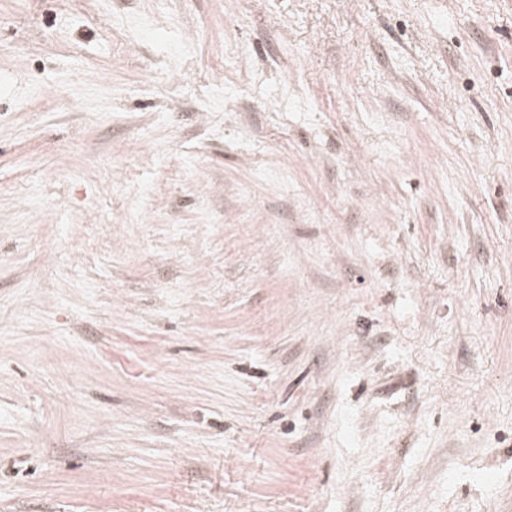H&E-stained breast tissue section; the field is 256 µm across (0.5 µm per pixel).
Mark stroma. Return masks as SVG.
I'll return each mask as SVG.
<instances>
[{
    "instance_id": "1",
    "label": "stroma",
    "mask_w": 512,
    "mask_h": 512,
    "mask_svg": "<svg viewBox=\"0 0 512 512\" xmlns=\"http://www.w3.org/2000/svg\"><path fill=\"white\" fill-rule=\"evenodd\" d=\"M0 512H512V0H0Z\"/></svg>"
}]
</instances>
